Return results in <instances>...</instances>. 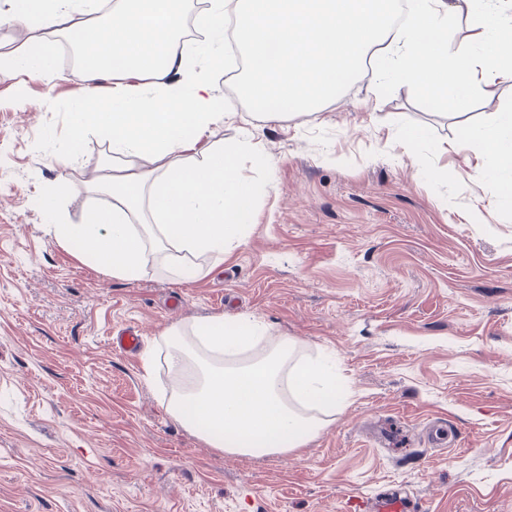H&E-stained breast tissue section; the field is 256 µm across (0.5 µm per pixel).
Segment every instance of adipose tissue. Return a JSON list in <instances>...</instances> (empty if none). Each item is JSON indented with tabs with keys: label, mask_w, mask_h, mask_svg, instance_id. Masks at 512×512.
I'll return each mask as SVG.
<instances>
[{
	"label": "adipose tissue",
	"mask_w": 512,
	"mask_h": 512,
	"mask_svg": "<svg viewBox=\"0 0 512 512\" xmlns=\"http://www.w3.org/2000/svg\"><path fill=\"white\" fill-rule=\"evenodd\" d=\"M398 1L207 0L195 16L204 37L190 57L181 47L188 0H113L108 10L104 0H8L0 27L23 21L31 36L0 51V77L52 72L55 46L78 32L79 62L67 76L79 89L70 148L90 129L110 151L95 188L111 206L90 209L79 224L51 223V231L117 279L137 278L152 253L176 281L223 262L256 193L234 160L258 148L249 137L228 148L212 138L236 118L211 81L229 34L248 61L244 93L267 105L271 120L318 110L369 54L377 78L394 68L444 110L512 82V0H402L400 24ZM466 149L476 178L503 188L512 204V113L469 136ZM163 339L170 368L191 374L167 411L224 453L295 451L320 428L316 410L336 408L330 368L304 360L294 339L264 344L256 321L215 316Z\"/></svg>",
	"instance_id": "1"
}]
</instances>
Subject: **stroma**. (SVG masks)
Here are the masks:
<instances>
[{
  "mask_svg": "<svg viewBox=\"0 0 512 512\" xmlns=\"http://www.w3.org/2000/svg\"><path fill=\"white\" fill-rule=\"evenodd\" d=\"M71 45L56 76L0 77V512H356L390 484L420 512H512V206L456 149L512 110V85L446 112L361 70L318 115L270 120L214 73L251 121L215 140L262 145L237 160L257 187L243 239L205 276L151 259L120 280L49 234L40 205L62 176V223L111 202L99 136L69 151ZM213 316L334 366L347 401L296 453L227 455L168 413L162 335ZM128 324L132 356L110 344ZM434 420L455 447L400 460L368 434L395 423L418 442Z\"/></svg>",
  "mask_w": 512,
  "mask_h": 512,
  "instance_id": "obj_1",
  "label": "stroma"
}]
</instances>
